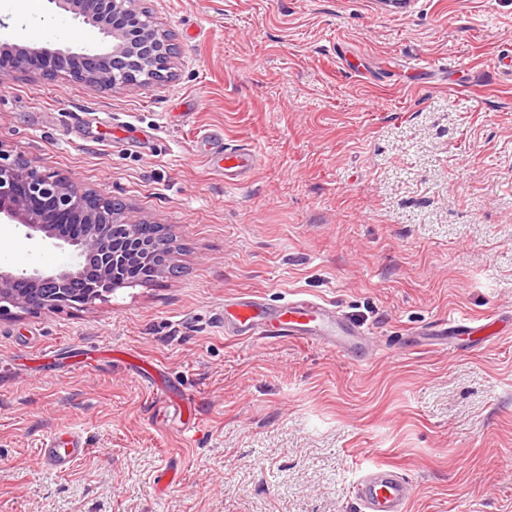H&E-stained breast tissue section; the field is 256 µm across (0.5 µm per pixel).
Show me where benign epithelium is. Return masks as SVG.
Listing matches in <instances>:
<instances>
[{"label":"benign epithelium","instance_id":"7a95c632","mask_svg":"<svg viewBox=\"0 0 512 512\" xmlns=\"http://www.w3.org/2000/svg\"><path fill=\"white\" fill-rule=\"evenodd\" d=\"M97 30L108 48L74 51L52 41L36 47L0 45V83L15 72L43 79L67 76L108 89H132L166 78L177 46L152 20L143 0H48ZM21 224L26 237L62 241L75 261L55 270L0 269V318L18 311L38 314L103 300L128 284L127 269L145 255L160 258L155 274L171 269L164 231L141 237L142 221L125 215L112 196L55 172L41 171L0 152V219Z\"/></svg>","mask_w":512,"mask_h":512}]
</instances>
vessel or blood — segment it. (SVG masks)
<instances>
[{"instance_id": "vessel-or-blood-1", "label": "vessel or blood", "mask_w": 512, "mask_h": 512, "mask_svg": "<svg viewBox=\"0 0 512 512\" xmlns=\"http://www.w3.org/2000/svg\"><path fill=\"white\" fill-rule=\"evenodd\" d=\"M211 158L228 182L243 180L257 163L256 153L247 148L227 147L212 153ZM501 321L497 314L481 319L462 317L435 324L430 333L443 344L457 348H468L475 342L486 346L498 339L496 326ZM224 331L240 338L283 337L318 344L359 359L366 353L369 334L367 328L351 322L325 301L294 297L272 307L248 294L235 297L231 304L225 305ZM86 454L81 437L69 431L48 436L40 448L44 464L60 472L68 470ZM352 493L360 512H406L412 489L397 471L376 466L358 479Z\"/></svg>"}]
</instances>
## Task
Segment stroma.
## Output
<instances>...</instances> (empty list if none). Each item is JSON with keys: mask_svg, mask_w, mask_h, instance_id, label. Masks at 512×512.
Wrapping results in <instances>:
<instances>
[{"mask_svg": "<svg viewBox=\"0 0 512 512\" xmlns=\"http://www.w3.org/2000/svg\"><path fill=\"white\" fill-rule=\"evenodd\" d=\"M179 53L106 90L14 73L0 151L164 225L175 274L0 319V512H359L387 465L406 512H512V0H145ZM95 49L48 0H0V42ZM213 132L258 163L225 184ZM0 223L5 270L70 263ZM325 300L370 331L347 359L224 333V303ZM83 432L46 467L40 442ZM499 314H492L481 319H469L461 317L435 324L429 328V336L436 338L446 346L453 347H486L500 338V332L496 330L498 323H503ZM473 336H479L474 338ZM480 344H473L472 342ZM40 455L46 466L64 472L87 455V448L78 434L60 431L44 439ZM352 493L362 512H405L412 489L397 471L375 466L358 479Z\"/></svg>", "mask_w": 512, "mask_h": 512, "instance_id": "1", "label": "stroma"}]
</instances>
